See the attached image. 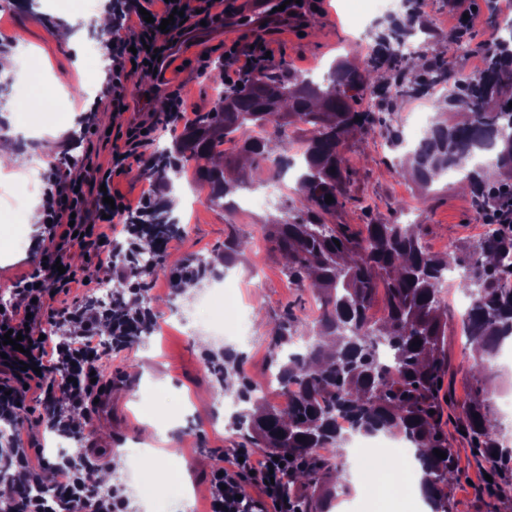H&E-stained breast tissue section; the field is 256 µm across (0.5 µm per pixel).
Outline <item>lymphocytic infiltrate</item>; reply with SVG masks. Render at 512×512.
Returning a JSON list of instances; mask_svg holds the SVG:
<instances>
[{"mask_svg":"<svg viewBox=\"0 0 512 512\" xmlns=\"http://www.w3.org/2000/svg\"><path fill=\"white\" fill-rule=\"evenodd\" d=\"M217 0H134L122 12L117 27L129 34L113 69L107 87L113 97H121L128 75L139 80H153L161 59L182 36L201 21L211 19ZM180 16H173V9ZM167 28H160V21ZM269 46L258 40L248 46L232 43L224 56L230 67L224 72L226 81L240 78L265 67ZM152 145L149 135L140 129L127 132L123 144L113 145L112 165L102 170L86 169L81 180H62L56 171L42 176V217L60 233L61 244L56 251L40 260L36 272L20 281L15 293L18 303L0 309V337L6 330L22 334L27 352L0 344V421L14 426L18 423L17 406L24 403L26 384L39 387L47 396L44 419L58 434L80 432L76 416L85 412L88 402L105 388L103 381H92L90 373L97 370L100 314L81 305L54 307L56 296L76 282L74 270L58 272L56 260L66 258L67 250L77 247L92 250L100 257L98 267L111 274L113 237L116 227L132 232L131 216L142 215L155 207L158 185H151L138 204H131L114 187L113 177L135 164H145ZM72 320L80 326L79 339L59 336L60 321ZM95 458L84 455L73 459L57 455L55 461L32 460L29 449L20 440H13L0 449V469L10 478L0 482V502L7 512H126L127 501L119 489L103 493L90 486L86 475L96 467ZM293 461L286 455L265 454L262 458L238 448L224 468L213 471L208 481V512H301L296 496L286 487ZM53 480L46 495L32 494L33 485L42 482L44 472ZM258 494H250V487Z\"/></svg>","mask_w":512,"mask_h":512,"instance_id":"lymphocytic-infiltrate-1","label":"lymphocytic infiltrate"}]
</instances>
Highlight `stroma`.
<instances>
[{
	"mask_svg": "<svg viewBox=\"0 0 512 512\" xmlns=\"http://www.w3.org/2000/svg\"><path fill=\"white\" fill-rule=\"evenodd\" d=\"M343 0H322L318 16L290 25L267 24L261 30L245 29L238 40L248 43L265 40L276 51V62L284 68L319 76L339 57L350 61L364 58L373 44L372 35L382 28L381 18L365 16L354 20L344 16ZM251 0H221L219 19L188 31L162 68L154 83L139 82L128 77L125 92L119 100L105 97L112 63L120 51L110 41L107 29L89 28L88 43L95 57L78 60L75 49L59 41L58 24L67 15L83 14L81 0H73L69 10L38 7L20 0L9 6L0 0V61L6 62L10 86L9 102L18 112L21 126L32 130L29 138H18L19 153L37 159L41 169L56 168L62 178L71 171L83 170L86 164L108 165L112 152V131H128L150 121L167 95L174 93L185 103L188 117L211 111L216 99L211 77L214 63L224 58L223 14H242ZM415 28L431 38L440 49L454 46V26L448 18L445 0H434L430 11L415 17ZM26 46L47 62L39 78H32L22 61L14 54L18 46ZM52 82L65 91L63 101L42 99L40 105L31 100L39 83ZM453 84L433 88L430 93L401 100L387 120L391 128L406 133L417 113L434 117L448 109V96ZM354 172L351 198L339 214L341 224H367L375 218L390 217V205L397 200L416 203L419 190L407 170H394L396 157L383 137L371 139L368 148L350 141L347 151ZM297 169L283 177L285 189L276 206L248 214H235L206 204V186L196 182L192 168H185L171 192L180 205L174 214L184 231L170 242L165 261L176 267L189 258H212L223 251L229 237L250 240L251 251L230 275L242 282L236 295L224 303V329L234 333L241 313H248L251 340L245 344L246 371L256 382L265 376L270 332L286 310H293L301 320L310 322L316 316L310 288L289 284L283 260L267 239L265 224L280 216L295 196ZM23 210L6 205L0 207V304L16 302L12 287L30 276L38 266L41 252L55 251L59 237L45 232L43 225L23 221ZM481 213L469 193L458 189L450 180L433 187L426 209L417 220L424 226L422 243L433 253L441 254L461 248L481 236ZM137 302L150 308L160 329L152 331L148 342H136L115 358L101 362L106 384L98 403L90 405L79 420L85 425L86 448L97 449L113 480L123 478L130 459L127 448H144L148 454L145 467L159 464L168 468L171 483L154 486L150 475L128 486L131 512H142L145 496L158 495L168 506H176L181 497H191L195 512L207 510V478L215 469V460L230 448L241 447L242 441L230 424V411L219 406L224 396L209 364L210 355L220 353L212 337L200 333L189 335L181 321L183 310L195 305L197 295L175 292L165 277L147 279L136 296ZM448 353L453 370L452 388L457 402L473 394L475 383L468 369L473 362L466 349L460 324L448 331ZM208 394L212 403L203 407L196 403L200 394ZM46 403L39 390H31L19 415V433L27 448H54L60 438L40 424L38 416ZM155 430H148V422ZM454 446L462 472L460 483L452 491L453 512H512V503L482 495L480 463L465 439L457 437ZM188 477L190 487L180 492L181 477ZM347 512H416L418 505L398 486L397 479L370 470L365 489L347 494Z\"/></svg>",
	"mask_w": 512,
	"mask_h": 512,
	"instance_id": "1",
	"label": "stroma"
}]
</instances>
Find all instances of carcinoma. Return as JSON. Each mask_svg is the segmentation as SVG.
<instances>
[{
	"instance_id": "1",
	"label": "carcinoma",
	"mask_w": 512,
	"mask_h": 512,
	"mask_svg": "<svg viewBox=\"0 0 512 512\" xmlns=\"http://www.w3.org/2000/svg\"><path fill=\"white\" fill-rule=\"evenodd\" d=\"M505 28L506 36L495 25L485 43L486 68L448 98L449 110L465 118L434 120L429 133L401 157L423 191V204L432 185L450 169L482 209L496 203L491 185L512 182V108L502 98L504 88L512 89V23ZM407 36L406 30L389 28L379 36L378 53L358 64L339 58L321 81L267 66L227 87L224 69H219L213 76L214 113H200L171 146L153 151L150 164L139 171L170 187L192 162L196 181L209 187L207 204L229 211L237 187L251 180L241 160L267 156L276 140L281 152L271 160L272 174L288 171L295 165L288 155V129L303 126L296 197L282 218L265 225L268 240L286 261L288 281L313 288L319 304L313 322L287 312L271 334L270 367L283 388H293L292 404L283 411L261 397L260 384L244 370V354L233 349H224V365L215 372L224 391L235 393L243 404L231 416L240 436L253 448L303 460L287 478L288 492L300 497L303 512H329L338 494L349 489L343 467L346 438L336 427L339 416L367 435L409 438L424 477L422 496L432 512H452L451 492L460 470L443 417L444 408L455 407V399L438 382L449 376L443 278L457 267L463 269L457 288L471 299L462 333L466 346L479 351L470 369L475 391L463 406V431L487 463L485 473L492 481H483L485 491L512 501V476L506 475L512 448L499 438L491 401L493 373L486 359L500 338L512 336V286L506 283L512 276V234L482 237L473 246L435 254L421 243L422 224L378 218L357 229L336 223L349 199L348 141L357 137L365 143L377 127L393 147L404 144L381 113L359 105L369 99L391 105L450 78V66L438 54L432 59L425 52L399 56L395 44ZM383 71L389 72L386 80ZM269 128L275 133L266 134ZM227 141L238 145L231 157L221 149ZM328 195L333 202H325ZM137 228L149 248L137 246L135 253L147 252L155 263L131 267L136 277L199 284L216 276L217 266L243 260L250 249L248 241L230 238L224 241V253L206 263L188 262L191 273L182 278L162 255L165 244L181 232L169 210L159 208ZM124 293V281L114 280L112 312L105 318L110 334L115 325L140 313ZM377 302L383 316L372 321L368 311ZM298 339L306 342L302 351L293 349ZM380 345L392 352L388 366L377 359ZM436 449L446 458H438Z\"/></svg>"
}]
</instances>
